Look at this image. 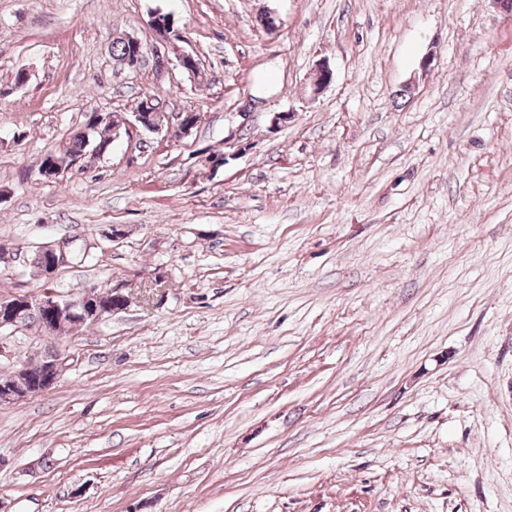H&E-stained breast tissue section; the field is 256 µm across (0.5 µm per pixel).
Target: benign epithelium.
I'll return each mask as SVG.
<instances>
[{
  "label": "benign epithelium",
  "mask_w": 512,
  "mask_h": 512,
  "mask_svg": "<svg viewBox=\"0 0 512 512\" xmlns=\"http://www.w3.org/2000/svg\"><path fill=\"white\" fill-rule=\"evenodd\" d=\"M154 41L147 45L134 36H125L130 53L126 56L123 65L135 69L141 65L147 56H152L154 70L157 78H162L169 70L171 58L170 49L174 48L173 24L167 14L158 13L152 17ZM333 80V70L328 62L320 61L316 64L312 77L313 92L318 94ZM183 114L169 113L162 109L157 100L151 96L140 100L131 118L112 124V140L121 137L128 140L142 141L147 134L160 135L171 129V124H177L182 135L191 134L192 127L182 124ZM85 167L84 157H72L49 173L40 170L41 176L53 180L63 173L78 172ZM42 250L48 258L47 268L42 278L50 280L58 271L71 263L75 250L73 241L67 238L47 242ZM90 296L83 295L74 300H61L58 297L45 293L42 295H19L11 298L0 297V328H13L17 325L21 314L29 313L33 309L46 312L47 322L41 329L48 335H53L77 320L95 322L119 311L114 306L107 310L97 305L89 304ZM63 368L62 354L58 351L41 358L37 362H26L14 373V379L0 383V403H14L28 397L42 393L49 389L58 379Z\"/></svg>",
  "instance_id": "obj_1"
}]
</instances>
